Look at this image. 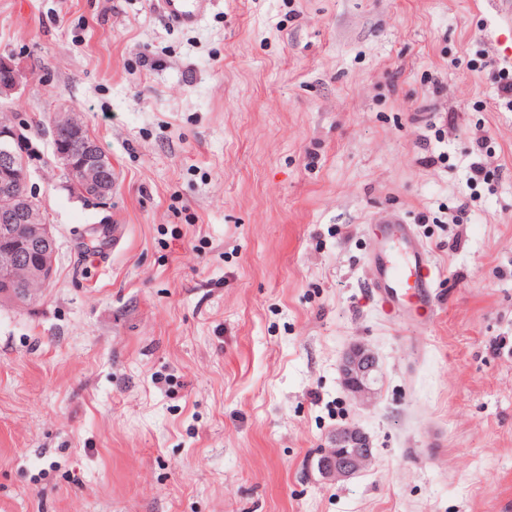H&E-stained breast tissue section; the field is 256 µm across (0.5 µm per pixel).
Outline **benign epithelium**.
Returning <instances> with one entry per match:
<instances>
[{
  "instance_id": "obj_1",
  "label": "benign epithelium",
  "mask_w": 512,
  "mask_h": 512,
  "mask_svg": "<svg viewBox=\"0 0 512 512\" xmlns=\"http://www.w3.org/2000/svg\"><path fill=\"white\" fill-rule=\"evenodd\" d=\"M0 97L13 93L20 83L22 71L11 60L0 57ZM71 133L66 150H54L62 168L82 176L88 201L104 205L110 200L115 185L112 162L100 154L95 140L77 112H58L51 126L52 146H58L60 132ZM15 129L0 119V284L9 287L34 281L48 287L53 278L55 234L41 207L29 196L16 194L13 186L28 179L27 170L19 166L18 153L12 149ZM36 255L26 262L20 254ZM342 383L350 398L361 404L374 401L378 361L368 348L355 345L343 356L339 365ZM369 435L356 425L339 427L329 439L328 447L311 458L310 468L327 481L349 479L369 468L373 462Z\"/></svg>"
}]
</instances>
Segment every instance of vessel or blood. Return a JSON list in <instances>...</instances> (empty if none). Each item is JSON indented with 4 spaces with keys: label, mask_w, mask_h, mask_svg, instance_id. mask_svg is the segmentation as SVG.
<instances>
[{
    "label": "vessel or blood",
    "mask_w": 512,
    "mask_h": 512,
    "mask_svg": "<svg viewBox=\"0 0 512 512\" xmlns=\"http://www.w3.org/2000/svg\"><path fill=\"white\" fill-rule=\"evenodd\" d=\"M212 4L213 0H158L164 17L183 27L196 25ZM379 238L381 247L372 258L377 271L374 289L378 299L393 309L408 304L418 314L432 310L435 267L410 225L394 220L381 229Z\"/></svg>",
    "instance_id": "b4317fda"
}]
</instances>
